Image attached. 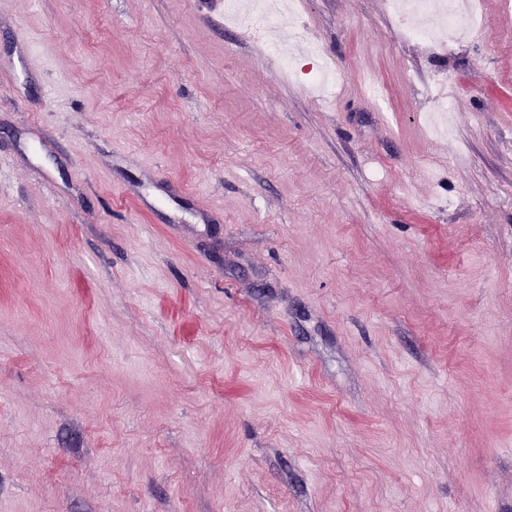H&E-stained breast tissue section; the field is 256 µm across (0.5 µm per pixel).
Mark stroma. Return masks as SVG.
I'll return each mask as SVG.
<instances>
[{
	"mask_svg": "<svg viewBox=\"0 0 512 512\" xmlns=\"http://www.w3.org/2000/svg\"><path fill=\"white\" fill-rule=\"evenodd\" d=\"M476 2L450 46L297 0L272 50L211 0H0V512H512V27Z\"/></svg>",
	"mask_w": 512,
	"mask_h": 512,
	"instance_id": "stroma-1",
	"label": "stroma"
}]
</instances>
